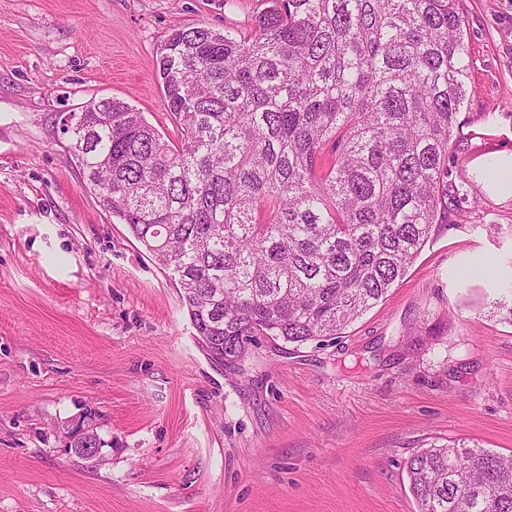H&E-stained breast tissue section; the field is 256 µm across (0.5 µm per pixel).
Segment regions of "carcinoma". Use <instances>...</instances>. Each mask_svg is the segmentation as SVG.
I'll return each mask as SVG.
<instances>
[{"label":"carcinoma","mask_w":512,"mask_h":512,"mask_svg":"<svg viewBox=\"0 0 512 512\" xmlns=\"http://www.w3.org/2000/svg\"><path fill=\"white\" fill-rule=\"evenodd\" d=\"M258 2L245 29L175 26L158 47L179 145L114 98L82 106L68 136L99 205L177 278L201 347L234 373L259 336L342 333L467 194L448 169L469 93L459 0ZM405 469L418 512H512V454L434 442Z\"/></svg>","instance_id":"carcinoma-1"}]
</instances>
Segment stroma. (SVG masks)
I'll return each mask as SVG.
<instances>
[{
    "mask_svg": "<svg viewBox=\"0 0 512 512\" xmlns=\"http://www.w3.org/2000/svg\"><path fill=\"white\" fill-rule=\"evenodd\" d=\"M471 95L448 165L461 224L340 338L211 362L171 273L103 211L58 113L105 97L178 143L156 77L176 24L247 27L256 0H0V512H417L405 461L512 453V0H462ZM495 263L467 278L476 258ZM104 443L75 456L80 429Z\"/></svg>",
    "mask_w": 512,
    "mask_h": 512,
    "instance_id": "1",
    "label": "stroma"
}]
</instances>
